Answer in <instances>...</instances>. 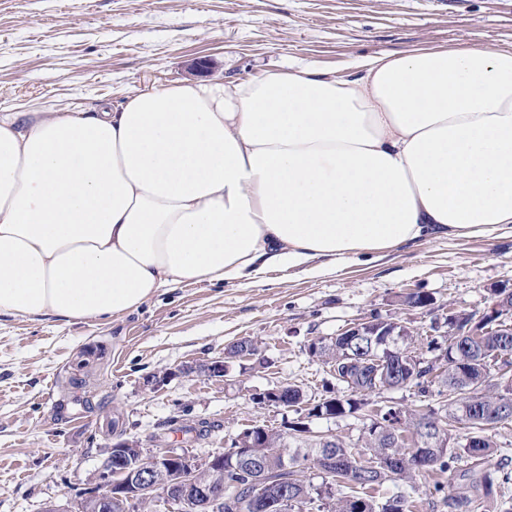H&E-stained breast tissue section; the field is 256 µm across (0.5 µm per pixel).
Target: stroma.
I'll use <instances>...</instances> for the list:
<instances>
[{
	"label": "stroma",
	"instance_id": "stroma-1",
	"mask_svg": "<svg viewBox=\"0 0 512 512\" xmlns=\"http://www.w3.org/2000/svg\"><path fill=\"white\" fill-rule=\"evenodd\" d=\"M456 43L512 44V0H0V113L114 110L185 79L338 73L362 56ZM500 288L512 289V236L420 241L320 276L274 270L256 286L183 283L116 318L0 316V512L78 504L120 438L202 459L252 425L285 430L297 413L253 393H345L308 355L312 339L378 314L422 347L449 308L482 311ZM413 291L429 304L402 306ZM245 338L260 358L225 359L220 381L197 373ZM203 421L215 431L186 435Z\"/></svg>",
	"mask_w": 512,
	"mask_h": 512
}]
</instances>
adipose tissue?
<instances>
[{"label": "adipose tissue", "mask_w": 512, "mask_h": 512, "mask_svg": "<svg viewBox=\"0 0 512 512\" xmlns=\"http://www.w3.org/2000/svg\"><path fill=\"white\" fill-rule=\"evenodd\" d=\"M351 67L1 112L0 315L120 317L184 282L512 235V46Z\"/></svg>", "instance_id": "obj_1"}]
</instances>
